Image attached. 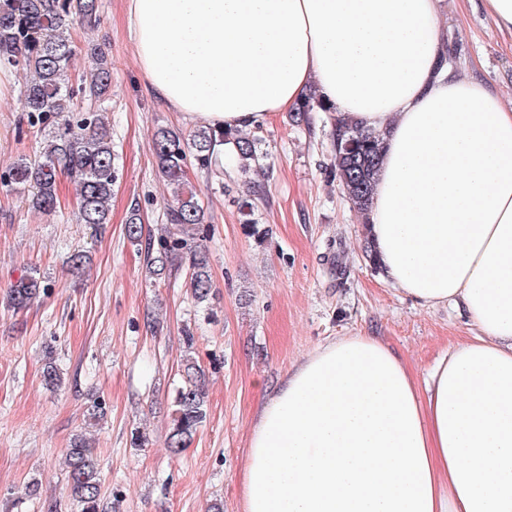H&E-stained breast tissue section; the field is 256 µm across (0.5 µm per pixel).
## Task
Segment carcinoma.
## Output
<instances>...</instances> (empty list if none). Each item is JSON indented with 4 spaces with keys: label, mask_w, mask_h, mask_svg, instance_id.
<instances>
[{
    "label": "carcinoma",
    "mask_w": 512,
    "mask_h": 512,
    "mask_svg": "<svg viewBox=\"0 0 512 512\" xmlns=\"http://www.w3.org/2000/svg\"><path fill=\"white\" fill-rule=\"evenodd\" d=\"M99 21L98 0H0V56L26 75L21 109L31 126L47 131L39 155L21 158L0 175V186L9 192H29L32 207L42 214L55 212L58 201V174L66 173L77 186L78 221L97 230L108 223L109 201L116 180L112 131L102 118L100 103L112 96V67L106 53L95 54V65L79 87L69 84L68 72L76 55L71 30L75 23L94 25ZM87 106H81V103ZM312 112H329L316 89L306 91L289 112L288 122L300 126ZM384 133L360 129L339 119H331L330 175L338 182L344 197L358 213H368L375 190ZM258 139L235 128L216 131L202 128L189 135L159 127L153 134L152 154L159 176L170 189L171 199L165 217L174 230L161 239L158 270H164L172 257L190 253V291L198 304L213 295L208 256L192 248L191 241L204 236L205 210L197 193L189 186L188 167L208 171L223 153L245 175L263 170V154ZM259 184L238 197L243 222L253 223L256 204L263 199ZM143 233L138 209H132L125 226L127 239L137 244ZM51 289L49 280L30 269L8 288L0 302L20 311ZM183 382L171 402V426L166 447L180 454L191 443L207 418L204 372L191 357L194 336H183ZM45 385H61V375L52 352H46L43 367ZM70 493L80 512H104L95 448L86 437L75 436L66 449Z\"/></svg>",
    "instance_id": "1"
}]
</instances>
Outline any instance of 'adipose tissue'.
<instances>
[{"label":"adipose tissue","instance_id":"obj_1","mask_svg":"<svg viewBox=\"0 0 512 512\" xmlns=\"http://www.w3.org/2000/svg\"><path fill=\"white\" fill-rule=\"evenodd\" d=\"M441 0H127L155 96L254 127L317 86L386 133L368 233L383 278L479 330L425 384L373 336L307 356L261 405L242 512H512V105L437 71Z\"/></svg>","mask_w":512,"mask_h":512}]
</instances>
